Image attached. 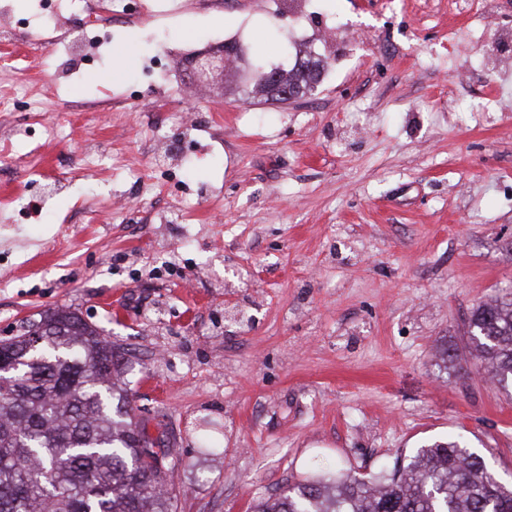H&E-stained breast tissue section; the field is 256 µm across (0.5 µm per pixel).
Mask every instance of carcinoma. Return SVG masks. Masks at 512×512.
<instances>
[{
	"label": "carcinoma",
	"mask_w": 512,
	"mask_h": 512,
	"mask_svg": "<svg viewBox=\"0 0 512 512\" xmlns=\"http://www.w3.org/2000/svg\"><path fill=\"white\" fill-rule=\"evenodd\" d=\"M325 63L284 83L313 93ZM471 355L512 387V292L468 318ZM123 353L95 325L56 307L0 340V512H175L171 450L151 437L119 385ZM253 512H512V484L450 439L390 476L294 483Z\"/></svg>",
	"instance_id": "carcinoma-1"
}]
</instances>
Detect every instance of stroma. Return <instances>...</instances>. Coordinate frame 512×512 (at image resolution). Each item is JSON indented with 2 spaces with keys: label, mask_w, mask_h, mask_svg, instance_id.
Here are the masks:
<instances>
[{
  "label": "stroma",
  "mask_w": 512,
  "mask_h": 512,
  "mask_svg": "<svg viewBox=\"0 0 512 512\" xmlns=\"http://www.w3.org/2000/svg\"><path fill=\"white\" fill-rule=\"evenodd\" d=\"M310 2L141 0L95 73L21 33L0 44V93L38 101L0 112V339L56 306L102 328L172 450L176 512H250L452 437L512 481V392L467 334L512 292V57L491 51L512 0L471 17L451 0ZM182 40L285 66L307 44L327 66L288 104L242 100L236 69L199 90L177 54V92L139 87L143 57ZM175 112L195 149L162 171Z\"/></svg>",
  "instance_id": "obj_1"
}]
</instances>
